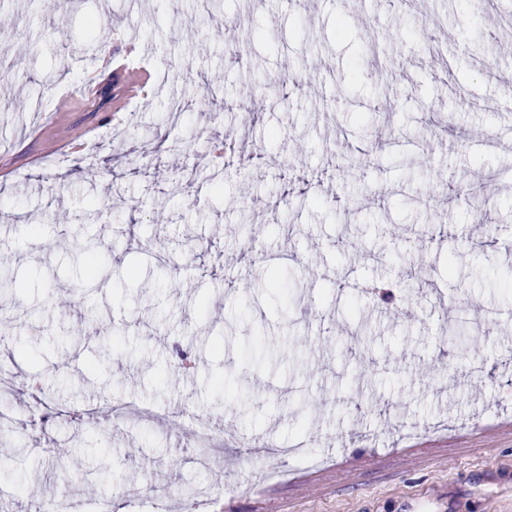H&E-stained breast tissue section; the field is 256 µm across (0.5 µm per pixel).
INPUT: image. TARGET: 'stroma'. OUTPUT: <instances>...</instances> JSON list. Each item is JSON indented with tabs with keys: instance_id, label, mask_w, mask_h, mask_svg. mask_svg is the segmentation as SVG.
Listing matches in <instances>:
<instances>
[{
	"instance_id": "obj_1",
	"label": "stroma",
	"mask_w": 512,
	"mask_h": 512,
	"mask_svg": "<svg viewBox=\"0 0 512 512\" xmlns=\"http://www.w3.org/2000/svg\"><path fill=\"white\" fill-rule=\"evenodd\" d=\"M123 63L146 85L119 102ZM510 73L512 0H0V364L54 395L8 402L0 503L512 512ZM132 401L209 417L227 454L104 420ZM257 438L308 459L266 480Z\"/></svg>"
}]
</instances>
